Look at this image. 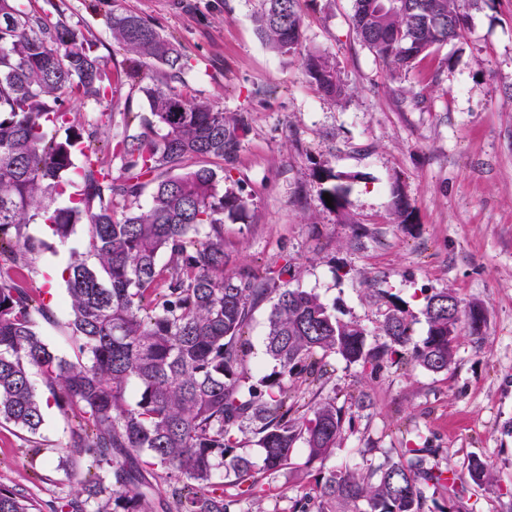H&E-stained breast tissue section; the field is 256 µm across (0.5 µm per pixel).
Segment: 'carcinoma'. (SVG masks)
<instances>
[{
    "label": "carcinoma",
    "instance_id": "cac0c4a2",
    "mask_svg": "<svg viewBox=\"0 0 512 512\" xmlns=\"http://www.w3.org/2000/svg\"><path fill=\"white\" fill-rule=\"evenodd\" d=\"M366 2L353 0L354 30L393 75L467 26L461 0H405L378 17L368 16ZM256 23L278 54L294 55L300 0H263ZM110 30L148 105L136 114L138 131L115 146L97 138V130L112 128V111L99 113L93 131L67 106L73 99L110 103L123 85L97 55L96 38L26 0H0V422L39 434L44 410L30 370L39 371L70 420L68 453L57 469L76 484L75 494L49 501L0 486V512H255L267 496L261 477L298 468L299 442L308 450L304 467L317 463L319 473L308 492L288 499V512H426L439 492L464 512L456 477L440 466L435 448L326 468L356 415L337 404L334 388L314 402L289 389L323 380L332 356L372 374L408 356L446 372L458 328L480 340L485 322L446 289L425 297L421 341H413L394 302L381 326L386 341L369 349L365 329L336 318L316 294L271 270L225 271L224 210L246 202L218 193L217 168L237 154L247 117L171 86L190 61L150 21L114 14ZM305 67L323 94L344 95L328 57L310 55ZM57 126L65 138L50 134ZM112 149L121 162L116 177L105 157ZM78 155L80 190L59 206ZM37 219L61 244L76 225L87 227L64 278L66 354L44 340L40 320H51L50 310L17 275L48 248L27 232ZM264 302L265 352L275 368L261 375L250 366L245 334ZM246 439L260 461L235 453ZM467 472L476 487L492 485L490 463L472 457ZM158 480L168 487L162 501L154 497Z\"/></svg>",
    "mask_w": 512,
    "mask_h": 512
}]
</instances>
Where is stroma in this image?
Wrapping results in <instances>:
<instances>
[{
  "label": "stroma",
  "mask_w": 512,
  "mask_h": 512,
  "mask_svg": "<svg viewBox=\"0 0 512 512\" xmlns=\"http://www.w3.org/2000/svg\"><path fill=\"white\" fill-rule=\"evenodd\" d=\"M262 0H36L61 11L72 28L92 32L111 70L125 66L112 41L113 12L143 17L174 36L193 68L184 93L225 113L245 115L237 155L221 191L243 196V212L224 214L229 267L265 270L291 264L292 286L317 294L339 318L366 331L367 346L384 341L390 298L405 310L410 334L422 340L427 294L444 289L462 304H481L482 339L461 335L448 372L413 363L377 374L334 360L338 402L359 392L372 404L336 446L330 466L397 456L421 437L438 461L466 477L468 456L492 464L489 489L467 487L472 512H512V0H480L468 10L462 37L408 72L391 76L360 42L352 0H302L303 36L296 53L279 55L255 22ZM326 54L345 88L325 96L304 68L308 53ZM138 84L125 79L112 103V126L100 139L135 133L127 113L143 111ZM338 175L341 209L324 204L319 171ZM409 201L407 223L394 215ZM86 236L77 225L68 245L33 258L28 285L48 297L54 320L41 325L46 342L64 351L67 292L57 273ZM29 435L0 424V486L47 501L72 493L57 465L66 453L67 418L55 404ZM280 471L264 476L275 494L263 512H287L289 497L315 483Z\"/></svg>",
  "instance_id": "1"
}]
</instances>
